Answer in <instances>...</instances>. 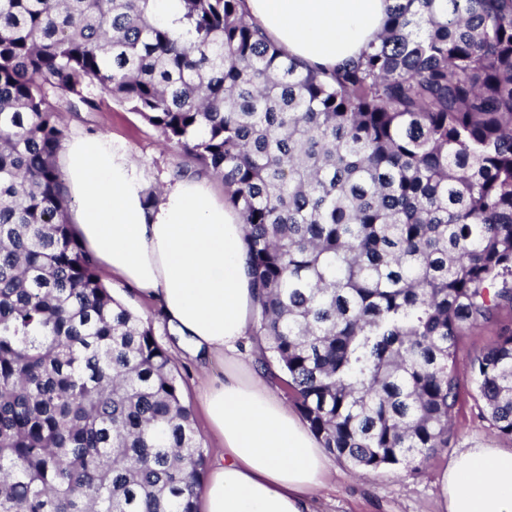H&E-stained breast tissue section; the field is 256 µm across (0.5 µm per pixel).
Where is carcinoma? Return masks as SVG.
Listing matches in <instances>:
<instances>
[{
    "instance_id": "cac0c4a2",
    "label": "carcinoma",
    "mask_w": 512,
    "mask_h": 512,
    "mask_svg": "<svg viewBox=\"0 0 512 512\" xmlns=\"http://www.w3.org/2000/svg\"><path fill=\"white\" fill-rule=\"evenodd\" d=\"M96 84L224 181L265 365L354 474L448 447L460 336L512 308V0H392L332 71L244 0H0V512H197L210 449L68 217ZM471 380L512 438V325Z\"/></svg>"
}]
</instances>
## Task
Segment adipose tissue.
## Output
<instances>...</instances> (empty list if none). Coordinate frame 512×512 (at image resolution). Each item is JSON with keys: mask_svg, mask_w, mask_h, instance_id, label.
<instances>
[{"mask_svg": "<svg viewBox=\"0 0 512 512\" xmlns=\"http://www.w3.org/2000/svg\"><path fill=\"white\" fill-rule=\"evenodd\" d=\"M391 0H245L286 56L329 69L358 58L381 33ZM80 205L77 239L105 275L159 303L180 352L224 361L201 402L218 437L199 512H315L329 460L275 393L250 329L257 290L238 212L206 180H168L155 202L122 146L78 137L60 154ZM441 512H512V448H463L437 477Z\"/></svg>", "mask_w": 512, "mask_h": 512, "instance_id": "adipose-tissue-1", "label": "adipose tissue"}]
</instances>
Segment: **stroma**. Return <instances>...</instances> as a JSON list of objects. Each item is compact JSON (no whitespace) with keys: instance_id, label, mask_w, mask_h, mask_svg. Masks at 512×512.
Instances as JSON below:
<instances>
[{"instance_id":"obj_1","label":"stroma","mask_w":512,"mask_h":512,"mask_svg":"<svg viewBox=\"0 0 512 512\" xmlns=\"http://www.w3.org/2000/svg\"><path fill=\"white\" fill-rule=\"evenodd\" d=\"M90 96L95 102L94 108L58 113L57 121L67 136L111 135L114 141L127 149L151 188L162 187L175 168L194 169L192 157L176 144L166 142L160 131L139 114L131 112L126 105L100 89H91ZM106 286L133 314L161 332V344L172 351V365L182 398L193 413L198 431L204 434L205 445H212V437L205 433L199 383L204 377L223 378V361L215 359L202 365L174 352V341L172 337L163 335L160 313L154 305L127 295L119 278L110 279ZM507 324H512V310L505 308L500 311L497 321L467 332L459 341L455 370L461 390L447 448L425 462L415 473L392 469L356 476L341 461H333L327 486L315 504L316 512H440L435 476L447 466L455 451L475 447L512 448V439L499 436L483 414L482 402L470 380L472 359L493 346L498 340L500 327Z\"/></svg>"}]
</instances>
